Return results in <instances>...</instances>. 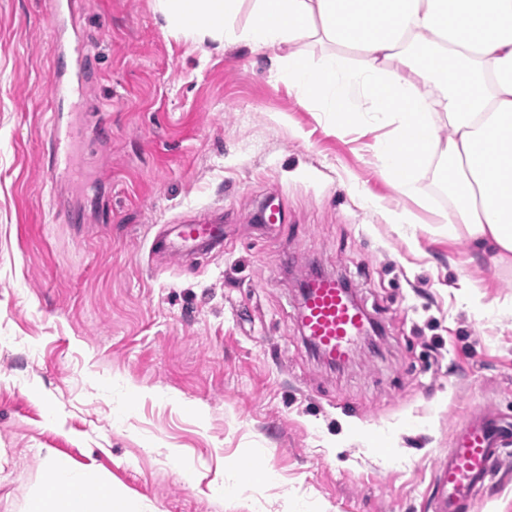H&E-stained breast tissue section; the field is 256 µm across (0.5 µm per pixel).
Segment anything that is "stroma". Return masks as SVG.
Masks as SVG:
<instances>
[{"instance_id":"obj_1","label":"stroma","mask_w":512,"mask_h":512,"mask_svg":"<svg viewBox=\"0 0 512 512\" xmlns=\"http://www.w3.org/2000/svg\"><path fill=\"white\" fill-rule=\"evenodd\" d=\"M71 3L95 63L79 102L50 94L46 0H0V512L55 457L145 512H433L463 416L512 421V266L438 233L434 168L419 202L380 176L389 126L337 127L268 52L187 38L156 0ZM55 126L81 182L48 177ZM204 217L223 248L152 251ZM293 254L376 321L351 362L303 338Z\"/></svg>"}]
</instances>
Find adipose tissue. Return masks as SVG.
<instances>
[{
    "label": "adipose tissue",
    "instance_id": "1",
    "mask_svg": "<svg viewBox=\"0 0 512 512\" xmlns=\"http://www.w3.org/2000/svg\"><path fill=\"white\" fill-rule=\"evenodd\" d=\"M246 25L238 18L244 2ZM170 26L191 38L269 50L310 41L318 65L283 72L302 100L315 99L342 126L362 125L364 99L392 131L377 147L378 169L398 195H420L429 164L450 169L452 209L441 233L466 234L512 262V0H157ZM453 134L437 135L439 121ZM54 459L25 512H138L109 488Z\"/></svg>",
    "mask_w": 512,
    "mask_h": 512
}]
</instances>
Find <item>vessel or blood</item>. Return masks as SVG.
<instances>
[{"instance_id": "obj_1", "label": "vessel or blood", "mask_w": 512, "mask_h": 512, "mask_svg": "<svg viewBox=\"0 0 512 512\" xmlns=\"http://www.w3.org/2000/svg\"><path fill=\"white\" fill-rule=\"evenodd\" d=\"M56 55L71 60L58 68L50 81L55 99L80 94L89 72L84 40L57 43ZM69 133L52 128L49 134V175L57 178L72 173ZM223 245L222 225L193 220L179 225L175 238L157 244L169 258L182 259L186 249L199 243ZM300 326L304 336L328 361L342 365L354 356L355 340L372 328L368 314L356 303L345 282L332 275H318L306 283L300 303ZM512 447V426L495 419L488 411L460 423L454 444L438 465L442 496L438 512H477L482 494Z\"/></svg>"}]
</instances>
